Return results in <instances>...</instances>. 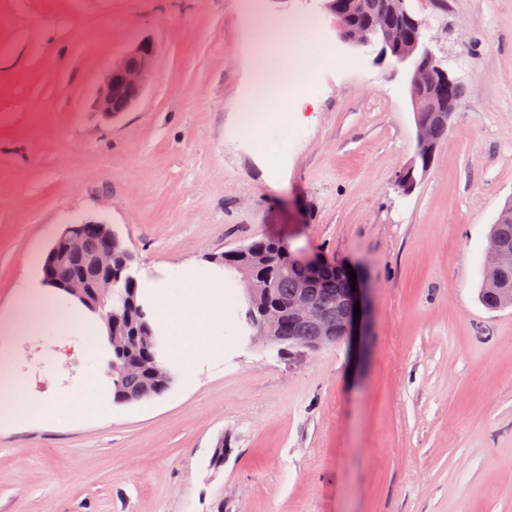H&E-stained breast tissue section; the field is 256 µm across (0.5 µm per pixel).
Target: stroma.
Here are the masks:
<instances>
[{
    "label": "stroma",
    "instance_id": "1",
    "mask_svg": "<svg viewBox=\"0 0 512 512\" xmlns=\"http://www.w3.org/2000/svg\"><path fill=\"white\" fill-rule=\"evenodd\" d=\"M0 0V314L72 224H108L138 267L260 238L359 269L369 334L283 358L243 335L225 272L224 355L163 396L0 423V512H512V306L478 300L512 204V0H410L465 88L411 194L404 67L353 48L323 0ZM299 20L326 52L269 172L238 128L259 36ZM157 49L142 99L97 109L105 72ZM19 400L67 399L86 339L11 336ZM224 459L213 464L216 446Z\"/></svg>",
    "mask_w": 512,
    "mask_h": 512
}]
</instances>
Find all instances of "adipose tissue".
Masks as SVG:
<instances>
[{
  "label": "adipose tissue",
  "instance_id": "ef3b65f1",
  "mask_svg": "<svg viewBox=\"0 0 512 512\" xmlns=\"http://www.w3.org/2000/svg\"><path fill=\"white\" fill-rule=\"evenodd\" d=\"M290 22L270 29L279 46L261 48V86L279 90L289 66L301 60L320 61L323 51L314 43H289ZM140 302L156 335L166 341L165 362L170 367L193 363L200 355L220 354L224 334V269L215 264L184 263L141 269L137 276ZM24 315L0 321L1 336L25 333L102 336V320L82 303L50 286L21 290Z\"/></svg>",
  "mask_w": 512,
  "mask_h": 512
}]
</instances>
